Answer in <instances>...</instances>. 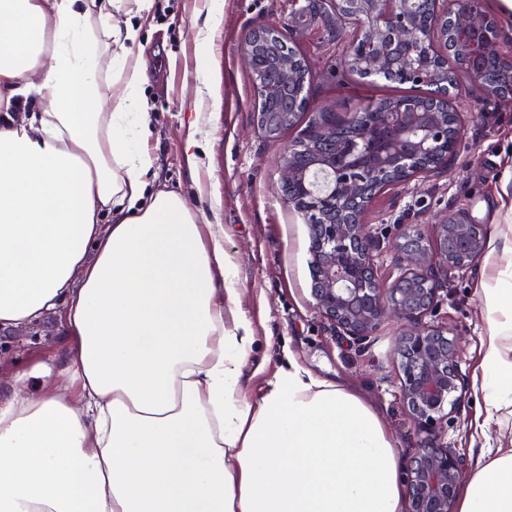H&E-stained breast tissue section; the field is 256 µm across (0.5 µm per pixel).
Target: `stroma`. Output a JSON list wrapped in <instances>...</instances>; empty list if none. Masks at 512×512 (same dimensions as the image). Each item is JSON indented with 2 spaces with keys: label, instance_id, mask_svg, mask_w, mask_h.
I'll return each instance as SVG.
<instances>
[{
  "label": "stroma",
  "instance_id": "stroma-1",
  "mask_svg": "<svg viewBox=\"0 0 512 512\" xmlns=\"http://www.w3.org/2000/svg\"><path fill=\"white\" fill-rule=\"evenodd\" d=\"M223 16L211 47L213 91L204 102L193 94L198 54L193 23L204 17L208 0H153L140 18L132 56H143L148 81L143 94L150 103L152 134L146 147L155 160L157 187L183 195L206 222L224 227V249L237 267L238 295L225 303V323L242 312L257 338L253 365L244 370L250 396L264 390L272 374L294 355L322 378L344 380L360 388L378 409L400 459H407L421 436L401 394L402 373L395 354L401 327L384 324L361 346L351 344L317 310L311 295L309 230L283 196L276 162L297 142L307 120L267 138L257 128L258 92L239 57L247 34L273 27L307 59L306 93L315 111L344 119L360 103L408 94L405 85L377 76H349L342 59L348 31L327 0H223ZM200 115L197 162L185 151L189 116ZM512 167V105L486 112L469 123L447 172L421 176L375 197L365 222L371 231L419 230L435 235L432 217L465 211L485 232L512 217L501 210L499 197L512 194L505 171ZM512 262V253H485L469 271L449 272L441 306L430 322L447 326L463 343L459 371L462 401L453 415L446 440L472 470L482 448L512 445V414L488 433L475 421L478 364L486 323L480 282L491 280L494 268ZM60 319L0 330V383L18 370L62 356Z\"/></svg>",
  "mask_w": 512,
  "mask_h": 512
}]
</instances>
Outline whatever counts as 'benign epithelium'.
<instances>
[{
	"label": "benign epithelium",
	"instance_id": "1",
	"mask_svg": "<svg viewBox=\"0 0 512 512\" xmlns=\"http://www.w3.org/2000/svg\"><path fill=\"white\" fill-rule=\"evenodd\" d=\"M429 4L435 23L423 32L416 17ZM336 16L353 28L346 65L366 75L402 74L420 86L448 80V70H433L410 53L408 46L426 39L442 57H452L457 68L479 83L485 102H509L512 92L491 77V58L512 62L503 50L498 21L478 6V0H331ZM264 58L272 78L258 85L261 110L257 126L269 138L292 125L295 116L312 110L300 87L306 80L302 58L288 53L269 28L245 38L240 59L255 73ZM470 104L449 112L418 97L403 108L378 104L375 123L351 125L368 150L364 167L336 164V126L326 112L316 114L306 137L280 157L277 169L282 191L298 206L310 234L311 292L318 311L350 337L367 341L382 322L403 323L396 354L403 375L402 395L417 430L424 434L421 448L402 469L408 493V512H454L463 460L442 441L444 425L463 391L458 369V343L448 328L429 325L442 301L448 270L466 271L486 250L482 225L462 211L436 215V237L405 229L394 238L403 272L382 293L376 279L374 241L363 214L379 192L422 174L448 170V158L429 164L430 146L442 139L456 148L461 129L481 115ZM332 173L337 203L322 209L305 199L319 173Z\"/></svg>",
	"mask_w": 512,
	"mask_h": 512
}]
</instances>
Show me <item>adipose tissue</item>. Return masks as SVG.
I'll return each instance as SVG.
<instances>
[{
	"mask_svg": "<svg viewBox=\"0 0 512 512\" xmlns=\"http://www.w3.org/2000/svg\"><path fill=\"white\" fill-rule=\"evenodd\" d=\"M123 0H0V328L59 314L56 363L0 388V512H405L378 411L295 357L259 398L224 228L150 187L144 60ZM209 0L197 98L211 91ZM124 89L112 95L110 85ZM483 426L512 410V263L482 284ZM458 512H512L487 447Z\"/></svg>",
	"mask_w": 512,
	"mask_h": 512,
	"instance_id": "ef3b65f1",
	"label": "adipose tissue"
}]
</instances>
